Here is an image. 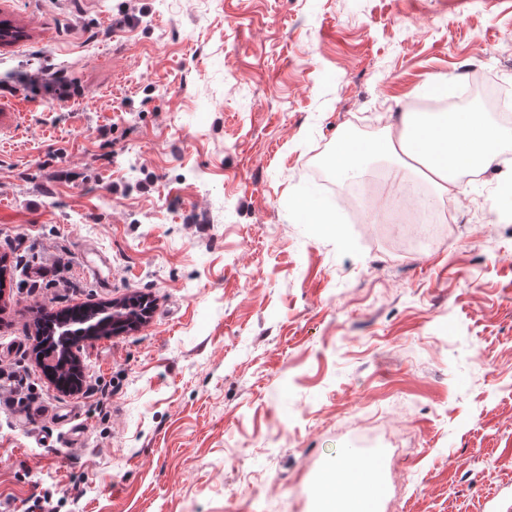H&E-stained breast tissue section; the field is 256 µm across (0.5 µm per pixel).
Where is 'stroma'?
<instances>
[{
    "mask_svg": "<svg viewBox=\"0 0 512 512\" xmlns=\"http://www.w3.org/2000/svg\"><path fill=\"white\" fill-rule=\"evenodd\" d=\"M437 25H429V18ZM0 506L317 512L338 456L374 512L512 503V126L443 240L329 200L337 138L451 91L512 88V0H0ZM135 294L80 392L31 351L37 312ZM23 409L42 411L24 422ZM56 447H45L46 438Z\"/></svg>",
    "mask_w": 512,
    "mask_h": 512,
    "instance_id": "35a3bbf8",
    "label": "stroma"
}]
</instances>
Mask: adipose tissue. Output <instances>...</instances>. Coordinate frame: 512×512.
Here are the masks:
<instances>
[{"label": "adipose tissue", "mask_w": 512, "mask_h": 512, "mask_svg": "<svg viewBox=\"0 0 512 512\" xmlns=\"http://www.w3.org/2000/svg\"><path fill=\"white\" fill-rule=\"evenodd\" d=\"M392 123L403 131V142L398 147L388 133L373 140L339 138L330 156L337 177H350L367 161L394 160L403 152L423 164L421 176L440 198L452 199L461 188L459 173L490 167L501 145L499 130L476 112H452L443 122L401 112ZM370 473L367 461L336 459L324 482L319 512H371L372 503L366 495H356L347 502L340 497L342 487L365 482Z\"/></svg>", "instance_id": "ef3b65f1"}]
</instances>
